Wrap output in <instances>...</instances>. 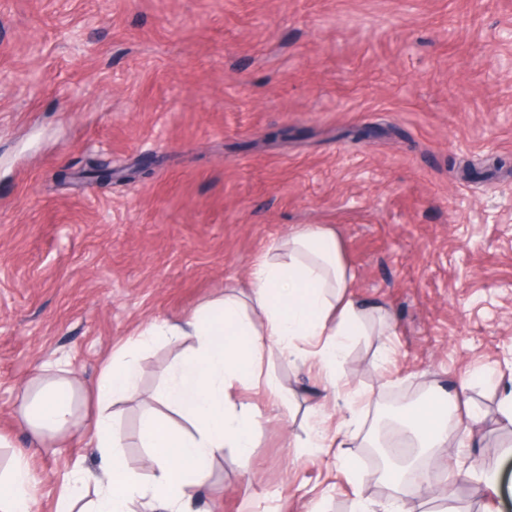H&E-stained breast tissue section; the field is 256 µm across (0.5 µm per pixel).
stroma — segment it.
<instances>
[{"instance_id":"stroma-1","label":"stroma","mask_w":512,"mask_h":512,"mask_svg":"<svg viewBox=\"0 0 512 512\" xmlns=\"http://www.w3.org/2000/svg\"><path fill=\"white\" fill-rule=\"evenodd\" d=\"M97 156L111 183L80 179ZM298 224L333 229L390 316L335 377L274 350L272 390L234 384L263 429L214 459L194 512H512V0H0V461L27 454L34 512L100 461L84 426L33 447L25 383L59 362L93 392L141 329L247 288ZM180 352L140 351L127 436ZM453 393L482 432L428 454L433 493L377 480L367 437ZM318 420L358 436L306 447Z\"/></svg>"}]
</instances>
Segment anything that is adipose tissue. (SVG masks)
<instances>
[{
  "label": "adipose tissue",
  "mask_w": 512,
  "mask_h": 512,
  "mask_svg": "<svg viewBox=\"0 0 512 512\" xmlns=\"http://www.w3.org/2000/svg\"><path fill=\"white\" fill-rule=\"evenodd\" d=\"M353 276L335 234L317 224L291 228L278 252L260 256L250 271V293L216 299L180 323L154 322L133 348L120 351L97 387L99 411L90 424L89 445L100 454L96 471H77L65 484L57 512H135L161 506L186 512L209 477L210 464L223 449L248 455L261 422L247 404L228 401L234 383H261L270 345L294 358L315 354L326 368L339 365L352 341L363 335L367 318L353 291ZM188 344L154 400L187 419L191 430L175 428L148 413L140 428L153 468L132 470L125 436L108 413L112 404L139 391L138 349L158 339ZM315 341L307 352L301 341ZM85 398L66 375L51 368L27 384L18 413L30 435L50 446L83 421ZM448 441L446 406H414L395 432L394 445L440 448ZM34 497L25 454L16 453L0 476V512H32Z\"/></svg>",
  "instance_id": "ef3b65f1"
}]
</instances>
